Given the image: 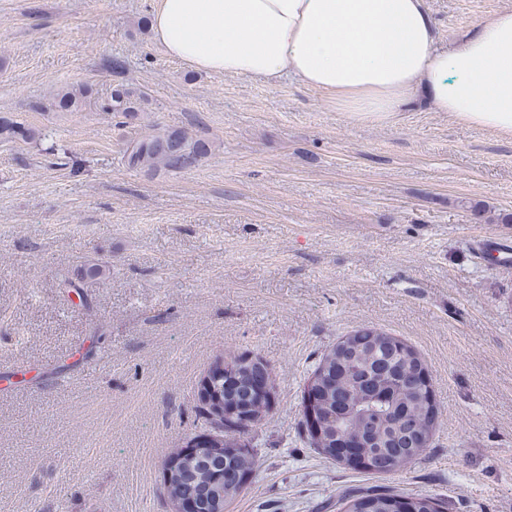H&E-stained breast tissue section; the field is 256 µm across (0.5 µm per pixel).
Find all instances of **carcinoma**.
Instances as JSON below:
<instances>
[{
	"label": "carcinoma",
	"mask_w": 512,
	"mask_h": 512,
	"mask_svg": "<svg viewBox=\"0 0 512 512\" xmlns=\"http://www.w3.org/2000/svg\"><path fill=\"white\" fill-rule=\"evenodd\" d=\"M89 89L62 88L52 106L74 111ZM146 97L133 87L118 84L98 101L101 111L121 115L128 125H137L145 111ZM0 138L36 140V132L7 116H0ZM210 152L209 143L181 130L155 128L151 133L128 139L122 148L125 165L149 174L177 173L194 167ZM111 265L93 263L78 271V282L66 280L64 288L79 289L88 281L109 277ZM414 349L382 331L377 336H345V347L333 346L323 354L312 377L322 391L321 403L313 407L322 420V435L307 429L312 445L334 460L333 446L357 440L363 458L357 469L373 475L395 473L422 456L429 445L435 420L432 392L413 356ZM252 362L231 358L227 374L213 377L207 388L209 402L201 411L208 424L216 396L224 397V406L244 413H261L268 402H258L252 390ZM233 442L218 438L196 449L195 455L170 458L164 467L163 482L171 500H191L201 512H224L241 491L238 482L224 481L221 469L240 475L253 472L257 460L251 453L228 454ZM343 512H443L447 504L431 496H412L395 490H372L344 496Z\"/></svg>",
	"instance_id": "obj_1"
}]
</instances>
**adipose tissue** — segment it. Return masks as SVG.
<instances>
[{
  "instance_id": "ef3b65f1",
  "label": "adipose tissue",
  "mask_w": 512,
  "mask_h": 512,
  "mask_svg": "<svg viewBox=\"0 0 512 512\" xmlns=\"http://www.w3.org/2000/svg\"><path fill=\"white\" fill-rule=\"evenodd\" d=\"M155 41L191 69L291 77L370 121L425 95L453 120L512 134V10L436 44L425 0H158Z\"/></svg>"
}]
</instances>
